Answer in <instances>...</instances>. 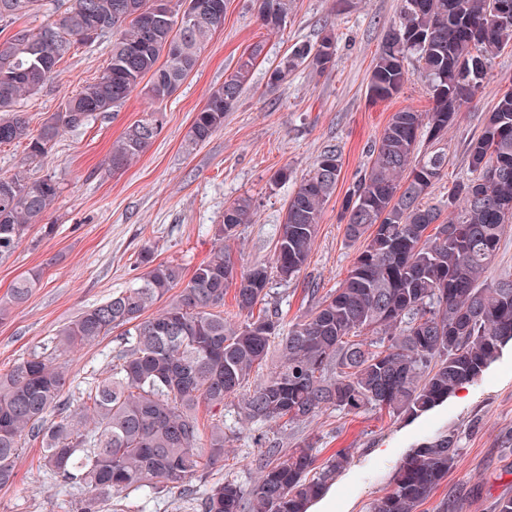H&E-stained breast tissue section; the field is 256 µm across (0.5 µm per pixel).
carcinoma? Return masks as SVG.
<instances>
[{
    "mask_svg": "<svg viewBox=\"0 0 512 512\" xmlns=\"http://www.w3.org/2000/svg\"><path fill=\"white\" fill-rule=\"evenodd\" d=\"M189 0H172L171 13L123 17L149 0H69L37 30L16 31L0 43V145L23 144L26 159L47 157L60 134L121 107L146 83L155 103L166 100L196 67L202 48L223 26L178 23ZM499 0H402L401 22L386 33L368 86L383 100L408 79L413 59L433 99L428 112L393 113L375 145L370 166L344 205L347 236L364 240L347 278L322 295L303 318L283 328L279 310L254 316L268 296V267L236 272L219 246L185 273L180 264L146 267L130 284L82 310L53 338V352L33 354L0 374V486L13 484L25 445L40 442L41 468L59 487L84 489L77 512H146L176 489L192 512H308L349 463L338 450L318 466L315 442L303 440L284 455L268 450L248 487L235 479L193 489L192 481L224 459V403L238 400L249 422L297 425L322 409L346 413L426 412L477 379L512 343V272L490 276L502 236L512 223V89L489 112L468 145L470 176L448 196V218L422 200L447 164L440 147L448 127L470 104L487 63L512 44V16ZM40 0H0V22L13 24L37 11ZM292 0H260L258 15L270 33L285 25ZM112 33L106 68L68 97L35 131L17 110L58 76V64L82 41L88 24ZM262 53L254 45L236 71L196 113L188 137L198 145L224 127ZM336 34L295 47L269 76L285 80L300 65L318 73L335 62ZM160 133L148 114L112 143V169L125 168ZM431 150L416 156L421 138ZM339 157L321 154L288 200L275 249L284 280L306 267L323 208L336 189ZM480 182V191H472ZM53 177L23 172L0 177V260L41 223L59 196ZM252 201L224 208L221 239L250 223ZM235 319L224 316L234 278ZM36 279L18 280L10 302L28 298ZM167 304L155 315L156 302ZM118 332L119 345L102 370L70 386L58 354ZM219 410L203 435L200 404ZM455 434L423 439L400 463L390 490L371 512H419L448 476L459 454Z\"/></svg>",
    "mask_w": 512,
    "mask_h": 512,
    "instance_id": "cac0c4a2",
    "label": "carcinoma"
}]
</instances>
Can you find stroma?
I'll return each instance as SVG.
<instances>
[{
    "label": "stroma",
    "mask_w": 512,
    "mask_h": 512,
    "mask_svg": "<svg viewBox=\"0 0 512 512\" xmlns=\"http://www.w3.org/2000/svg\"><path fill=\"white\" fill-rule=\"evenodd\" d=\"M400 8L401 0H293L285 27L272 34L262 26L253 0H225L221 30L165 101L154 103L134 92L118 111L63 134L40 161H28L23 147L0 145V177L22 169L31 180L51 176L61 187L47 225L30 226L12 256L0 261V302L17 278L39 277L26 302L8 305L0 314V374L31 354L51 353L64 323L138 276L140 251L189 270L208 259L225 206L240 196L252 197L255 212L225 247L237 270L273 265L288 199L327 150L338 153L341 173L308 264L288 282L271 274L268 293L291 323L314 307L311 288H337L361 249L347 237L342 219L349 191L366 172L371 150L392 114L432 107L427 84L415 72L388 99L374 100L367 92L374 59L386 31L398 24ZM328 25L336 33L333 67L320 74L301 66L270 85L272 69L291 48L315 43ZM111 43L107 34L77 44L61 61L58 77L21 101L19 109L32 128L102 73ZM256 43L262 44V55L250 83L226 113L223 128L205 143L191 145L188 133L196 112ZM510 88L512 46L491 58L473 102L449 129L443 143L448 163L424 205L447 208L449 191L468 172V143ZM149 112L161 125L159 135L129 166L112 170L108 157L113 141ZM283 169L291 174L285 184L276 180ZM117 345L111 334L63 354L69 376L78 379L103 368ZM224 424L235 436L226 445L223 464L209 469L211 481L228 477L250 484L260 452L255 438L261 433L283 452L309 438L317 443L319 459L341 449L349 453V465L311 512H371L421 438L452 432L460 438L456 464L420 512H497L501 499L512 498V447L504 445L512 436V346L503 347L474 382L415 417L327 409L303 424L261 430L244 421L233 401L224 407ZM41 453L36 444L23 450L15 483L0 487V512H75L80 491L54 488L38 468Z\"/></svg>",
    "instance_id": "stroma-1"
}]
</instances>
